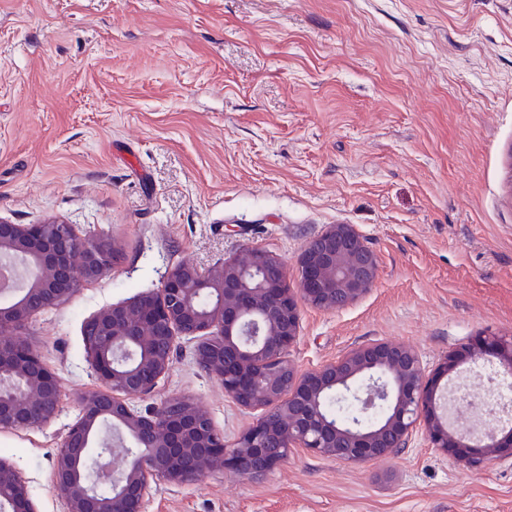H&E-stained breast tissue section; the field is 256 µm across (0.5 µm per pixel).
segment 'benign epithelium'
I'll list each match as a JSON object with an SVG mask.
<instances>
[{
	"label": "benign epithelium",
	"instance_id": "obj_1",
	"mask_svg": "<svg viewBox=\"0 0 512 512\" xmlns=\"http://www.w3.org/2000/svg\"><path fill=\"white\" fill-rule=\"evenodd\" d=\"M120 250L108 240L81 238L75 226L49 219L15 224L0 216V260L21 265L26 278L0 292V329H19L68 301L82 283L108 275ZM300 288L272 252L243 246L204 273L192 264L168 269L160 287L100 309L84 325L85 361L94 386L78 401L52 460V480L65 512H144L151 484L182 483L231 469L264 476L301 448L314 455L364 463L395 455L422 431L431 447L478 468L512 457V430L457 428L456 390L441 386L465 355L450 353L431 374L400 342L358 346L305 372L288 352L299 337L300 303L343 308L375 284V251L351 224H332L298 258ZM197 364L244 409L266 413L233 448L193 400L171 396L140 410L128 399L150 395L184 345ZM475 348L506 357L512 336L480 335ZM56 373L26 345L0 339V429L24 431L58 417ZM493 416L487 399L463 397ZM0 512H37L29 481L0 457Z\"/></svg>",
	"mask_w": 512,
	"mask_h": 512
}]
</instances>
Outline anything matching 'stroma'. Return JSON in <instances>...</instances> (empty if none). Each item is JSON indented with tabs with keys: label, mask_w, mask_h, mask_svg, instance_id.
I'll use <instances>...</instances> for the list:
<instances>
[{
	"label": "stroma",
	"mask_w": 512,
	"mask_h": 512,
	"mask_svg": "<svg viewBox=\"0 0 512 512\" xmlns=\"http://www.w3.org/2000/svg\"><path fill=\"white\" fill-rule=\"evenodd\" d=\"M0 216L114 240L103 278L26 325L61 411L0 431L39 512L93 385L83 327L182 262L276 254L351 224L379 257L353 305L301 308L302 371L375 341L426 371L512 334V0H0ZM197 400L226 445L257 418L183 349L140 408ZM145 512H512V458L471 469L413 435L347 464L295 451L259 480L153 483Z\"/></svg>",
	"instance_id": "obj_1"
}]
</instances>
